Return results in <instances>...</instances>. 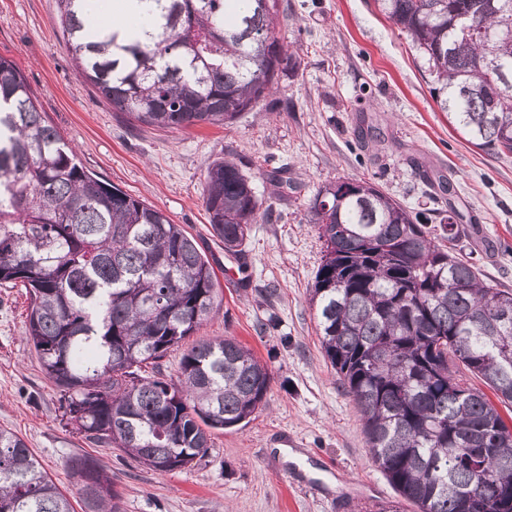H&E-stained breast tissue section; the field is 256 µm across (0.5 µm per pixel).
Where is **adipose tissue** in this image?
<instances>
[{
	"instance_id": "adipose-tissue-1",
	"label": "adipose tissue",
	"mask_w": 512,
	"mask_h": 512,
	"mask_svg": "<svg viewBox=\"0 0 512 512\" xmlns=\"http://www.w3.org/2000/svg\"><path fill=\"white\" fill-rule=\"evenodd\" d=\"M81 11L102 23L105 33H117L126 41L145 39L154 28L145 0H83Z\"/></svg>"
}]
</instances>
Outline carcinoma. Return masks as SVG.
Returning <instances> with one entry per match:
<instances>
[{"label":"carcinoma","instance_id":"carcinoma-1","mask_svg":"<svg viewBox=\"0 0 512 512\" xmlns=\"http://www.w3.org/2000/svg\"><path fill=\"white\" fill-rule=\"evenodd\" d=\"M157 34L97 41L76 0H57L77 75L128 121L167 129L231 125L269 105L292 63L277 31L280 0H145ZM440 84L437 103L477 147L512 154V0H377ZM468 14L478 30L463 32ZM0 285L29 294L26 321L67 424L160 474L203 458L217 430L266 405L271 373L232 338L198 331L221 302L194 237L159 208L101 180L48 123L24 72L0 55ZM256 174L210 164L202 199L213 234L238 252L270 219ZM321 217L306 201L323 256L311 288L320 342L360 414L371 456L418 512H512V425L470 383L512 406V290L485 283L460 254L474 231L422 224L375 184ZM82 512H121L105 466L75 458ZM0 512H75L24 438L0 428Z\"/></svg>","mask_w":512,"mask_h":512}]
</instances>
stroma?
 I'll list each match as a JSON object with an SVG mask.
<instances>
[{"label":"stroma","mask_w":512,"mask_h":512,"mask_svg":"<svg viewBox=\"0 0 512 512\" xmlns=\"http://www.w3.org/2000/svg\"><path fill=\"white\" fill-rule=\"evenodd\" d=\"M282 6L279 37L296 65L280 78L281 108L169 130L130 124L77 76L57 0H0V54L21 67L83 166L163 210L214 266L223 301L198 337L236 338L272 375L266 406L244 428L217 433L204 458L161 475L66 427L60 391L26 340L29 296L0 285V427L23 437L68 495L70 460L90 456L112 472L123 512H359L396 499L308 302L323 242L304 204L321 186L370 180L433 224L454 205L478 227L471 257L484 279L512 289V155L480 149L450 124L425 60L375 0ZM224 158L257 172L272 211L237 254L213 235L201 198L207 167ZM282 168L292 186L277 190L268 177ZM424 171L451 194L429 198Z\"/></svg>","instance_id":"1"}]
</instances>
